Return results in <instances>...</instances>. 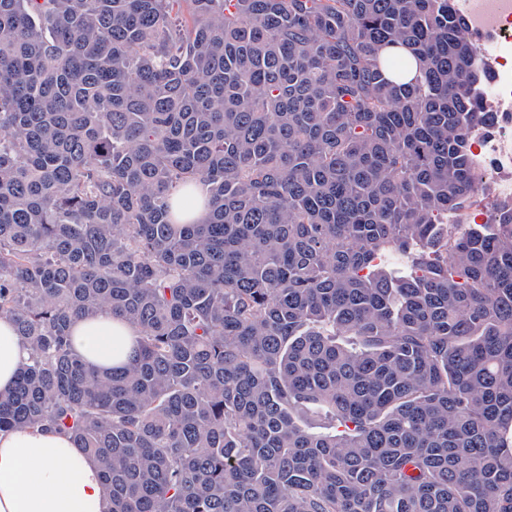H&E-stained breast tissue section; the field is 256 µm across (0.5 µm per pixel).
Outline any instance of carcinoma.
Returning a JSON list of instances; mask_svg holds the SVG:
<instances>
[{
    "mask_svg": "<svg viewBox=\"0 0 512 512\" xmlns=\"http://www.w3.org/2000/svg\"><path fill=\"white\" fill-rule=\"evenodd\" d=\"M489 78L452 0H0V431L69 434L108 512H512ZM135 328L110 310L75 322L71 332L74 350L89 364L111 368L126 362L136 348ZM27 358L28 349L16 335L12 320L0 317V393L15 386Z\"/></svg>",
    "mask_w": 512,
    "mask_h": 512,
    "instance_id": "carcinoma-1",
    "label": "carcinoma"
}]
</instances>
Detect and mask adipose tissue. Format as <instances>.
<instances>
[{"instance_id":"ef3b65f1","label":"adipose tissue","mask_w":512,"mask_h":512,"mask_svg":"<svg viewBox=\"0 0 512 512\" xmlns=\"http://www.w3.org/2000/svg\"><path fill=\"white\" fill-rule=\"evenodd\" d=\"M137 332L111 311L75 322L74 350L89 364H123L136 348ZM26 346L10 318L0 317V393L18 381ZM96 463L61 431L0 432V512H107Z\"/></svg>"}]
</instances>
